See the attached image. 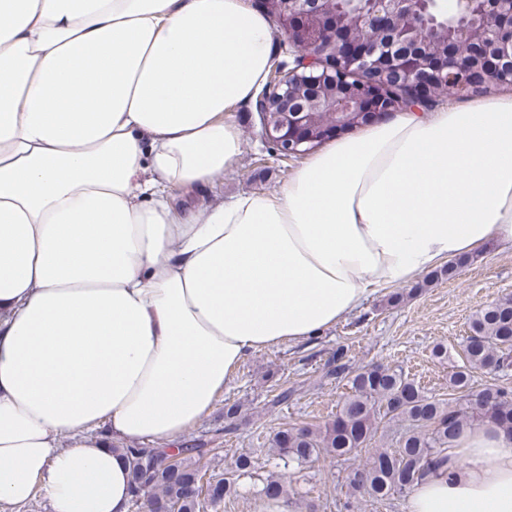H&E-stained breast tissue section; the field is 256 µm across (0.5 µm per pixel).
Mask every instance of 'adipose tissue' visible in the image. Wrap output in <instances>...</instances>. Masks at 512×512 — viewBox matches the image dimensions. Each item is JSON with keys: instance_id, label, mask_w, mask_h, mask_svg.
Returning <instances> with one entry per match:
<instances>
[{"instance_id": "ef3b65f1", "label": "adipose tissue", "mask_w": 512, "mask_h": 512, "mask_svg": "<svg viewBox=\"0 0 512 512\" xmlns=\"http://www.w3.org/2000/svg\"><path fill=\"white\" fill-rule=\"evenodd\" d=\"M244 0H0V502L129 512L246 356L488 242L512 249V98L332 139L275 192L196 209L267 79ZM73 438L71 447L59 445ZM407 512H512V436L462 431Z\"/></svg>"}]
</instances>
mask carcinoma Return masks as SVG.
<instances>
[{"mask_svg": "<svg viewBox=\"0 0 512 512\" xmlns=\"http://www.w3.org/2000/svg\"><path fill=\"white\" fill-rule=\"evenodd\" d=\"M329 373L346 378L349 392L324 424L280 428L268 439L275 466L302 465L319 456L348 461L372 448L378 421H404L408 430L394 450L372 448L369 461L348 475L352 493L382 500L410 493L428 476L447 470L448 449L461 431L491 423L512 433V389L495 383L474 386L478 372L509 375L512 370V296L480 309L470 321L462 364L449 376L453 397L428 395L400 369L377 364L354 369L339 347L328 361ZM129 468L131 503L142 512H207L238 494L240 480L253 478L254 461L238 455L231 466L212 475L208 487L200 459L210 449L185 445L173 451L142 444L112 446ZM267 502L289 512L288 484L274 472L261 479Z\"/></svg>", "mask_w": 512, "mask_h": 512, "instance_id": "cac0c4a2", "label": "carcinoma"}]
</instances>
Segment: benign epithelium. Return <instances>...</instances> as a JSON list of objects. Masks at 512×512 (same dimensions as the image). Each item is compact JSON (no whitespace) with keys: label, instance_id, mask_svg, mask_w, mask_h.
Listing matches in <instances>:
<instances>
[{"label":"benign epithelium","instance_id":"obj_1","mask_svg":"<svg viewBox=\"0 0 512 512\" xmlns=\"http://www.w3.org/2000/svg\"><path fill=\"white\" fill-rule=\"evenodd\" d=\"M503 0H268L295 62L259 95L277 156L298 158L375 117L512 87Z\"/></svg>","mask_w":512,"mask_h":512}]
</instances>
